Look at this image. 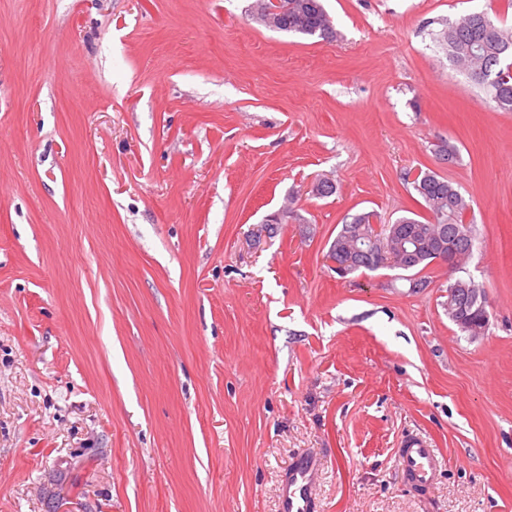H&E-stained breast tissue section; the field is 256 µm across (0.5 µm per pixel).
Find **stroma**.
Instances as JSON below:
<instances>
[{"mask_svg":"<svg viewBox=\"0 0 512 512\" xmlns=\"http://www.w3.org/2000/svg\"><path fill=\"white\" fill-rule=\"evenodd\" d=\"M251 4L0 0V512H279L302 453L323 512H512V112L435 40L512 0H325L331 42ZM421 170L472 201L475 340L445 267L327 260ZM469 279L456 278L453 282H450L448 284V288H450V290L448 292V296H449L448 309L450 311V312H448V318L455 324V326H457V324L455 323V320H456L457 323L459 325H461V327L464 330H470L472 333L471 336H469L466 333H464V334L469 336V338L474 339L481 335H484V333L489 325L490 314L487 309V301H486L485 292L483 291V289H481L479 287V285H477L475 282H473ZM462 283L468 284L469 287L468 288L460 287L459 284H462ZM470 287H472V288H470ZM473 288H476L475 296L477 297V301L476 302L473 301V295L472 296H463V297L459 298L458 305L462 308V310H464L465 314L469 316L468 318L472 322L478 324V321L483 318V311H481L477 306L480 304V302L483 301V303L485 305L486 317H485L484 323L482 325H480V327L482 329L481 334H479V331L474 329V327L471 324H469L466 320H464L463 318H461L459 316L458 308L456 307V301H455L456 298H458L461 295L471 294V291ZM451 315L455 320L451 317ZM478 334H479V336H477ZM398 463L407 483L416 491L429 489L439 471V458L427 438L410 433L398 449Z\"/></svg>","mask_w":512,"mask_h":512,"instance_id":"obj_1","label":"stroma"}]
</instances>
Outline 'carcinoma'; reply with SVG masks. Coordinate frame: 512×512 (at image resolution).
<instances>
[{
	"mask_svg": "<svg viewBox=\"0 0 512 512\" xmlns=\"http://www.w3.org/2000/svg\"><path fill=\"white\" fill-rule=\"evenodd\" d=\"M255 8L249 16L256 23L278 32L294 33L332 41L337 32L333 19L323 0H254ZM439 45L448 53L449 59L469 78L483 72L486 79L478 82L493 103L494 108L512 112V78L499 80V75L512 70V28H506L490 18L484 11H472L459 20L449 23L437 36ZM436 155L442 162L454 164L459 161L458 146L443 140L437 146ZM414 189L429 212L424 218L413 212L397 218L392 224L380 225L379 237L395 258L401 257L404 244H409L413 257L414 273L419 280L430 281L426 270L433 263L436 243L451 242L459 252V268H464L471 256L473 237L471 225L466 223V214L471 210L470 199L460 187L434 171L419 174L413 181ZM350 238L338 233L331 242L344 251L337 256L350 273L376 271L372 267L371 247L359 244V250L349 252ZM465 283L475 289V296L459 298L458 305L469 319L476 323L483 320V311L478 308L486 301L485 292L475 282L457 278L448 284L457 288Z\"/></svg>",
	"mask_w": 512,
	"mask_h": 512,
	"instance_id": "cac0c4a2",
	"label": "carcinoma"
}]
</instances>
